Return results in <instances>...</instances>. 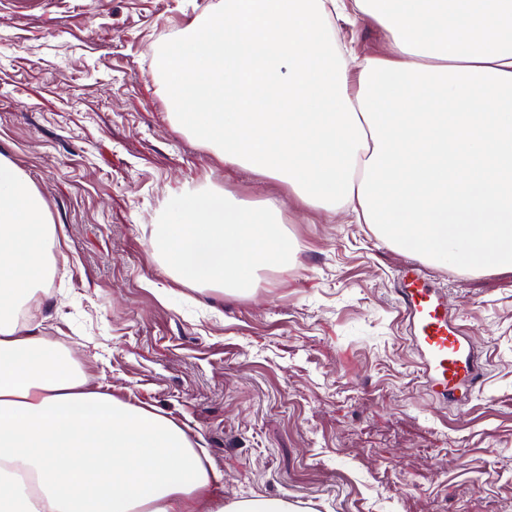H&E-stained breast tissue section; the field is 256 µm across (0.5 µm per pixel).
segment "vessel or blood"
<instances>
[{
    "label": "vessel or blood",
    "instance_id": "vessel-or-blood-1",
    "mask_svg": "<svg viewBox=\"0 0 512 512\" xmlns=\"http://www.w3.org/2000/svg\"><path fill=\"white\" fill-rule=\"evenodd\" d=\"M398 279V304L423 358L421 372L428 386L452 402L470 399L484 386V365L472 337L449 319L443 292L429 285L416 262H406Z\"/></svg>",
    "mask_w": 512,
    "mask_h": 512
}]
</instances>
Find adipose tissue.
Listing matches in <instances>:
<instances>
[{"mask_svg": "<svg viewBox=\"0 0 512 512\" xmlns=\"http://www.w3.org/2000/svg\"><path fill=\"white\" fill-rule=\"evenodd\" d=\"M388 55L351 70L336 0H218L159 53L175 126L217 158L353 212L390 245L471 272L512 270V0H352ZM57 235L0 156V512H298L213 500L185 429L92 388L15 312Z\"/></svg>", "mask_w": 512, "mask_h": 512, "instance_id": "adipose-tissue-1", "label": "adipose tissue"}]
</instances>
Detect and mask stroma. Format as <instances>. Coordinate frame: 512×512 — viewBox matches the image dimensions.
Masks as SVG:
<instances>
[{
    "mask_svg": "<svg viewBox=\"0 0 512 512\" xmlns=\"http://www.w3.org/2000/svg\"><path fill=\"white\" fill-rule=\"evenodd\" d=\"M213 0H0V155L44 199L61 268L26 325L90 384L185 428L230 502L307 512H512V273L426 265L486 360L483 390L433 399L397 304L409 255L371 225L302 204L174 127L157 51ZM341 48L382 57L374 21L338 13ZM276 198L287 268L239 296L174 283L151 233L186 185Z\"/></svg>",
    "mask_w": 512,
    "mask_h": 512,
    "instance_id": "1",
    "label": "stroma"
}]
</instances>
